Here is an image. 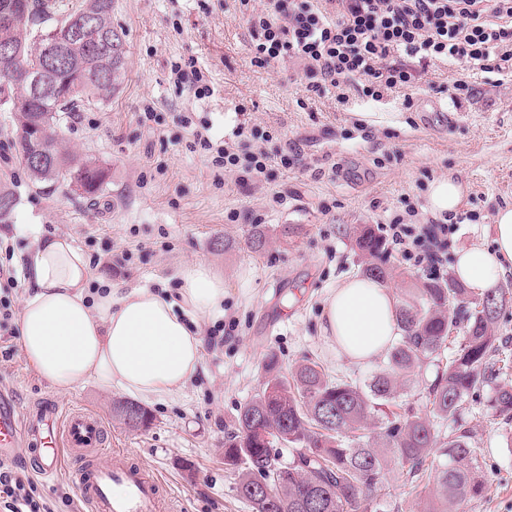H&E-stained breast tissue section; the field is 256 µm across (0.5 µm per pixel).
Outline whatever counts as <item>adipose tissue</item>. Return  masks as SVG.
I'll list each match as a JSON object with an SVG mask.
<instances>
[{"mask_svg": "<svg viewBox=\"0 0 512 512\" xmlns=\"http://www.w3.org/2000/svg\"><path fill=\"white\" fill-rule=\"evenodd\" d=\"M493 245L460 249L453 270L474 293L512 274V208L493 218ZM26 294L18 320L28 363L59 393L88 382L143 399L180 393L196 374L202 324L224 312V278L196 261L176 274L174 293L95 279L86 255L65 236L37 235L23 254ZM99 291H92V284ZM397 295L359 275L330 289L321 331L352 363L383 357L400 330Z\"/></svg>", "mask_w": 512, "mask_h": 512, "instance_id": "ef3b65f1", "label": "adipose tissue"}]
</instances>
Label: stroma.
Here are the masks:
<instances>
[{
    "mask_svg": "<svg viewBox=\"0 0 512 512\" xmlns=\"http://www.w3.org/2000/svg\"><path fill=\"white\" fill-rule=\"evenodd\" d=\"M112 23L127 40L120 90L62 114L57 126L69 153L107 168L104 191L94 203L65 184L39 193L18 159L0 161V181L19 198L0 238L17 265L32 228L70 237L85 254H100L94 276L115 283L169 288L179 267L199 260L223 275L224 330L207 337L195 380L177 395L144 401L148 428L129 429L117 415L116 403L128 398L120 389L91 382L63 397L101 416L113 447L159 474L185 512H251L236 493L237 474L224 464V434L262 388L266 355H276L286 372L313 357L329 374L362 385L380 368L351 363L320 331L329 289L367 263L356 246L359 231L404 214L409 202L416 223L431 221L429 186L451 172L466 194L458 210L465 221L448 238L449 254L491 245L495 211L512 207V77L440 63L418 71L408 88L377 101L354 94L342 107L335 90H309L298 65L254 67L234 0H115ZM188 58L208 74L210 97L195 99L189 84L171 80L172 63ZM459 79L469 95H458ZM146 104L155 109L156 129L136 119ZM183 112L224 137L243 123L277 128L266 151L292 148L299 160L288 169L272 166L268 179L246 188L225 174L223 189H215L204 159L185 148ZM159 160L168 172L151 177ZM276 191L286 204L266 210V193ZM259 219L269 235L256 253L247 241ZM168 239L174 249L165 248ZM127 249L137 252L131 268L122 262ZM434 374L426 360L402 378L401 412H427L424 388ZM0 385L24 408L61 397L27 362L15 335H0ZM467 421L485 457L487 489L460 512H512V423L494 417L482 394L469 403ZM37 489L54 512H82L70 469ZM378 502L381 512L421 508L395 465Z\"/></svg>",
    "mask_w": 512,
    "mask_h": 512,
    "instance_id": "1",
    "label": "stroma"
}]
</instances>
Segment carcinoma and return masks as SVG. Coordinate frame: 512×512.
I'll list each match as a JSON object with an SVG mask.
<instances>
[{"label": "carcinoma", "mask_w": 512, "mask_h": 512, "mask_svg": "<svg viewBox=\"0 0 512 512\" xmlns=\"http://www.w3.org/2000/svg\"><path fill=\"white\" fill-rule=\"evenodd\" d=\"M113 7L114 0H82L79 9L59 18L53 0H0V11L19 12L14 25L0 26V49L16 53L8 88L15 134L0 143V150L6 161L16 153L38 190L80 170L85 173L86 196L103 191L104 167L67 152L54 124L62 112L112 97L125 79L127 45L117 53L108 44L96 51L65 47L59 50L60 66L50 67L36 33L92 16L119 41L125 33L112 25ZM40 69L49 86L78 79L82 89L64 98L35 96L27 73ZM33 129L47 151L38 168L27 158ZM15 201L14 190L0 182L1 224L10 223ZM358 245L377 259L365 268L366 274L385 278L386 269L378 262L383 253L380 239L365 230ZM505 295L497 288L476 297L453 278L412 289L395 310L401 335L365 388L344 376L329 375L309 358L287 376L274 355L266 356V382L240 406L234 427L224 436V465L238 471V496L252 512H373L374 494L392 461L405 470L412 488L424 489V512H457L461 503L483 497L486 475L481 455L471 447L464 404L475 391L488 387L487 407L512 419V389L500 385L512 360L500 356L493 331ZM456 331L462 333L459 340L452 338ZM424 359L436 366L425 390L428 414L389 417L385 406L395 397L398 377ZM446 422L451 427L442 435L440 426ZM278 444L298 452L285 461L275 450ZM435 448L446 463L430 467L427 461Z\"/></svg>", "instance_id": "obj_1"}]
</instances>
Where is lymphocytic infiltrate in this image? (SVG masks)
Returning <instances> with one entry per match:
<instances>
[{"instance_id":"f902f5d3","label":"lymphocytic infiltrate","mask_w":512,"mask_h":512,"mask_svg":"<svg viewBox=\"0 0 512 512\" xmlns=\"http://www.w3.org/2000/svg\"><path fill=\"white\" fill-rule=\"evenodd\" d=\"M249 35L251 62L268 68L299 64L311 88H336L346 104L350 92L374 99L412 80L408 59L455 62L512 75V0H235ZM180 121L190 139L187 150L204 157L215 187L225 173L239 185L266 179L271 166L292 167L297 152L272 155L263 149L242 154L233 142L196 127L191 115ZM451 224H407L393 217L382 225L389 250L422 269L444 276ZM0 504L6 512H52L36 494L33 479L0 463Z\"/></svg>"}]
</instances>
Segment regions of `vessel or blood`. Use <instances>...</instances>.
<instances>
[{
    "label": "vessel or blood",
    "mask_w": 512,
    "mask_h": 512,
    "mask_svg": "<svg viewBox=\"0 0 512 512\" xmlns=\"http://www.w3.org/2000/svg\"><path fill=\"white\" fill-rule=\"evenodd\" d=\"M19 448L31 453L26 470L46 482L68 463L85 512H182L179 499L161 495L159 475L109 448L100 416L56 402L23 409L0 388V460Z\"/></svg>",
    "instance_id": "obj_1"
}]
</instances>
